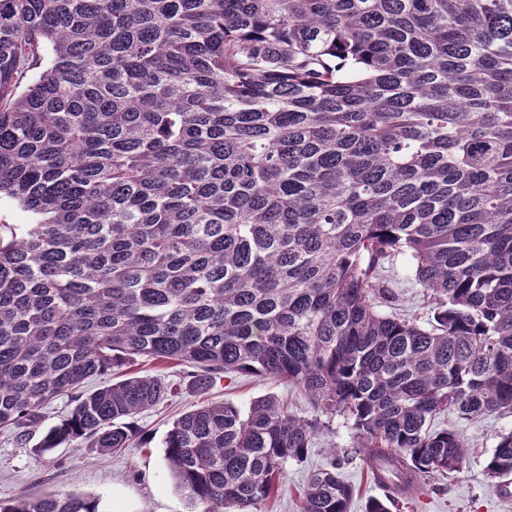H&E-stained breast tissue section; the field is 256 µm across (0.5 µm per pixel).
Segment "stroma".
Wrapping results in <instances>:
<instances>
[{
	"label": "stroma",
	"mask_w": 512,
	"mask_h": 512,
	"mask_svg": "<svg viewBox=\"0 0 512 512\" xmlns=\"http://www.w3.org/2000/svg\"><path fill=\"white\" fill-rule=\"evenodd\" d=\"M388 280L397 301L385 305V312L402 311L422 321L430 318L409 258L393 259ZM131 371L161 377L175 384L178 394L137 416V434L130 448L117 455L101 454L83 446L33 455L31 445L37 444L44 430L59 423L69 411L66 398L55 399L28 443L19 444L11 433L0 431V500L21 494L37 496L50 489L62 495L75 492L99 497L104 512H191L189 500L174 487L161 448L166 432L181 414L207 399L224 400L245 410L257 399L271 395L288 402L300 416L314 415L308 400L282 381L240 376L235 382L224 380L201 392L194 388L186 367L181 365L141 358ZM439 424L464 435L469 448L463 466L457 472L421 478L419 490L407 497L399 496L397 512H512V492L496 491L484 471L498 433L512 428V414L469 422L449 415L441 417ZM330 427V433L316 439L302 461L289 463L287 491L258 505V512H300L299 493L310 474L329 466L335 458L341 461L342 479L354 490L350 512H364L369 498L388 495V488L375 482L369 459L352 448L351 430L343 418H333Z\"/></svg>",
	"instance_id": "35a3bbf8"
}]
</instances>
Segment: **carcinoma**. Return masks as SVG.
<instances>
[{"label": "carcinoma", "mask_w": 512, "mask_h": 512, "mask_svg": "<svg viewBox=\"0 0 512 512\" xmlns=\"http://www.w3.org/2000/svg\"><path fill=\"white\" fill-rule=\"evenodd\" d=\"M0 430L33 448L133 443L174 396L132 375L176 361L207 390L283 380L242 412L207 401L163 439L204 512H249L286 465L350 425L375 479L457 471L437 417L512 413V0H0ZM409 257L432 318L386 314ZM485 472L512 474V430ZM336 466L301 512H348ZM0 512H102L85 494Z\"/></svg>", "instance_id": "obj_1"}]
</instances>
